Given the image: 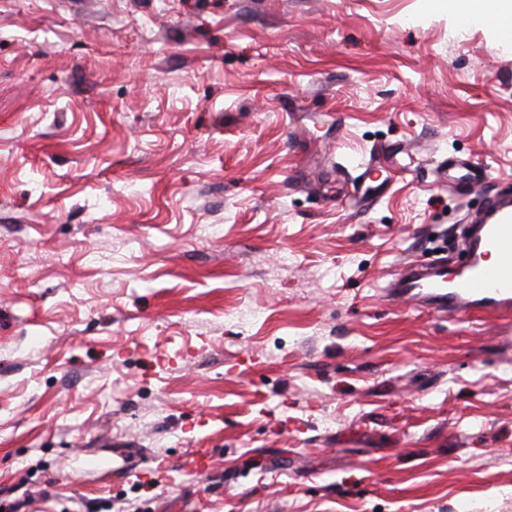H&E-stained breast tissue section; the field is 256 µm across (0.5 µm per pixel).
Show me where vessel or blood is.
Returning <instances> with one entry per match:
<instances>
[{"label":"vessel or blood","mask_w":512,"mask_h":512,"mask_svg":"<svg viewBox=\"0 0 512 512\" xmlns=\"http://www.w3.org/2000/svg\"><path fill=\"white\" fill-rule=\"evenodd\" d=\"M467 256L462 271L446 261L405 262L385 290L394 305L412 303L439 314L512 313V203L495 206L486 221L469 225L461 240Z\"/></svg>","instance_id":"obj_1"}]
</instances>
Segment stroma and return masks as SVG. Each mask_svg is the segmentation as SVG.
I'll use <instances>...</instances> for the list:
<instances>
[{
  "label": "stroma",
  "mask_w": 512,
  "mask_h": 512,
  "mask_svg": "<svg viewBox=\"0 0 512 512\" xmlns=\"http://www.w3.org/2000/svg\"><path fill=\"white\" fill-rule=\"evenodd\" d=\"M500 196L512 46L425 0H0V488L512 512V316L384 297Z\"/></svg>",
  "instance_id": "obj_1"
}]
</instances>
